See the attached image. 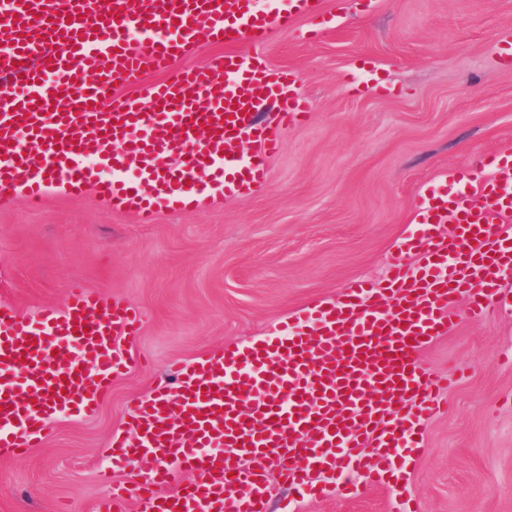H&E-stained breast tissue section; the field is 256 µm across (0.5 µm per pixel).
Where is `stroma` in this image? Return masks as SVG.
<instances>
[{
    "instance_id": "1",
    "label": "stroma",
    "mask_w": 512,
    "mask_h": 512,
    "mask_svg": "<svg viewBox=\"0 0 512 512\" xmlns=\"http://www.w3.org/2000/svg\"><path fill=\"white\" fill-rule=\"evenodd\" d=\"M326 17L296 20L265 47L297 71L306 123L284 131L269 184L137 223L94 189L40 204H0V303L25 320L64 307L81 284L142 313L128 346L143 364L116 378L94 417H63L22 457L0 455V512H96L113 485L114 433L128 405L179 365L274 332L304 305L355 279L381 282L414 227V204L448 169L512 143V0H321ZM380 86L363 87L361 60ZM455 378L448 410L426 423L404 495L360 485L355 495L298 499L294 512H512V316L461 322L420 355Z\"/></svg>"
}]
</instances>
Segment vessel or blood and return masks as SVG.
<instances>
[{
    "label": "vessel or blood",
    "mask_w": 512,
    "mask_h": 512,
    "mask_svg": "<svg viewBox=\"0 0 512 512\" xmlns=\"http://www.w3.org/2000/svg\"><path fill=\"white\" fill-rule=\"evenodd\" d=\"M318 15V0H71L64 11L57 0H0V29L13 34L0 49V203L92 185L149 224L260 190L282 130L310 104L300 75L271 69L256 48ZM202 41L224 55L171 71L147 102L116 94ZM265 101L277 103L278 126L254 124ZM244 134L248 154L229 151ZM480 168L449 170L427 190L382 287L349 282L334 302L181 367L176 383L136 401L131 435H113L111 448L113 467L137 459L139 480L113 487L110 506L133 496L142 512H267L272 460L314 498L350 493L353 472L404 485L452 386L420 363L421 349L461 319L512 314V151ZM407 254L421 258L415 271ZM141 323L124 299L79 286L64 309L26 321L1 305L0 449L25 453L54 417L92 416L138 366L124 342ZM179 470L194 480L174 490Z\"/></svg>",
    "instance_id": "obj_1"
}]
</instances>
